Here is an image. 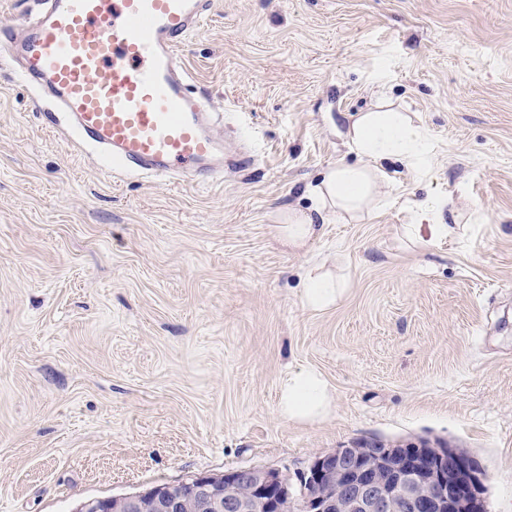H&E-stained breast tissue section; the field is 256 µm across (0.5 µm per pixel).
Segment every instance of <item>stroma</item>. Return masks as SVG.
I'll list each match as a JSON object with an SVG mask.
<instances>
[{"label": "stroma", "mask_w": 512, "mask_h": 512, "mask_svg": "<svg viewBox=\"0 0 512 512\" xmlns=\"http://www.w3.org/2000/svg\"><path fill=\"white\" fill-rule=\"evenodd\" d=\"M179 61L252 166L112 173L0 69V512L421 439L471 454L488 512H512V0H215ZM380 97L431 165L383 162L384 206L288 251L273 214L358 163L350 118ZM429 199L461 218L417 243ZM319 264L346 291L313 312ZM305 366L333 413L294 424L276 391Z\"/></svg>", "instance_id": "1"}]
</instances>
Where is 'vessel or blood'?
<instances>
[{
  "mask_svg": "<svg viewBox=\"0 0 512 512\" xmlns=\"http://www.w3.org/2000/svg\"><path fill=\"white\" fill-rule=\"evenodd\" d=\"M43 3L26 28L0 36V64L53 104L45 124L60 140L161 179L223 178L212 110L177 58L214 0Z\"/></svg>",
  "mask_w": 512,
  "mask_h": 512,
  "instance_id": "vessel-or-blood-1",
  "label": "vessel or blood"
}]
</instances>
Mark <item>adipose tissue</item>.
I'll return each mask as SVG.
<instances>
[{
	"label": "adipose tissue",
	"mask_w": 512,
	"mask_h": 512,
	"mask_svg": "<svg viewBox=\"0 0 512 512\" xmlns=\"http://www.w3.org/2000/svg\"><path fill=\"white\" fill-rule=\"evenodd\" d=\"M348 138L360 163L339 161L329 166L320 182L309 190L311 208L277 214L276 236L292 250H304L318 238L327 218L354 222L383 205L386 175L379 167L381 160L393 158L411 169L431 160L422 129L400 112L359 113ZM342 293L334 278L313 269L303 280L301 302L311 311L322 312L335 306ZM277 411L283 419L295 423L325 420L332 412V391L327 379L313 368L288 372L279 383Z\"/></svg>",
	"instance_id": "obj_1"
}]
</instances>
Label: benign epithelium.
I'll return each instance as SVG.
<instances>
[{
  "instance_id": "7a95c632",
  "label": "benign epithelium",
  "mask_w": 512,
  "mask_h": 512,
  "mask_svg": "<svg viewBox=\"0 0 512 512\" xmlns=\"http://www.w3.org/2000/svg\"><path fill=\"white\" fill-rule=\"evenodd\" d=\"M408 461L401 446L338 448L316 457L300 474L306 512H483L484 473L456 448H412ZM246 483L253 495L242 497L231 485ZM199 512H282V473L273 468H237L220 485L209 475L188 482ZM185 501L170 488L156 490L151 502L132 494L120 512H183Z\"/></svg>"
}]
</instances>
